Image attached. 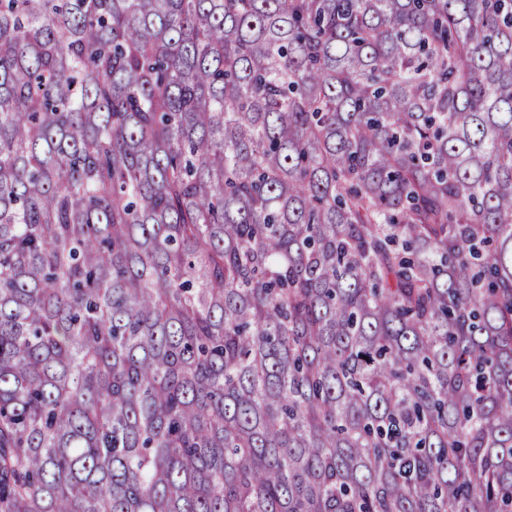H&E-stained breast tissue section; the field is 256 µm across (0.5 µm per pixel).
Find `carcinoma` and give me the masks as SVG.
Masks as SVG:
<instances>
[{"label": "carcinoma", "instance_id": "carcinoma-1", "mask_svg": "<svg viewBox=\"0 0 512 512\" xmlns=\"http://www.w3.org/2000/svg\"><path fill=\"white\" fill-rule=\"evenodd\" d=\"M0 512H512V0H0Z\"/></svg>", "mask_w": 512, "mask_h": 512}]
</instances>
